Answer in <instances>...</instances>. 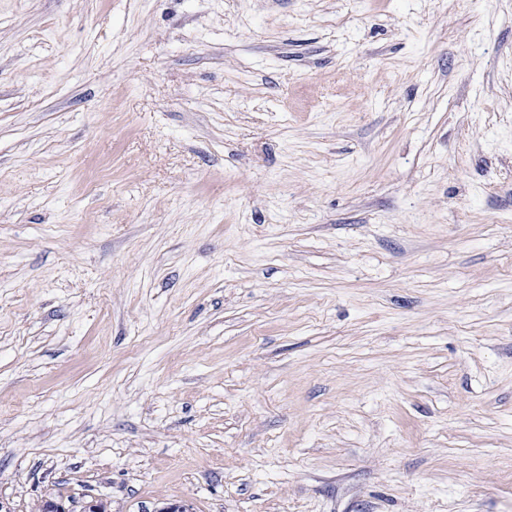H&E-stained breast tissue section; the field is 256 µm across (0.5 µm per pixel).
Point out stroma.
<instances>
[{"label":"stroma","mask_w":512,"mask_h":512,"mask_svg":"<svg viewBox=\"0 0 512 512\" xmlns=\"http://www.w3.org/2000/svg\"><path fill=\"white\" fill-rule=\"evenodd\" d=\"M512 512V0H0V501Z\"/></svg>","instance_id":"obj_1"}]
</instances>
